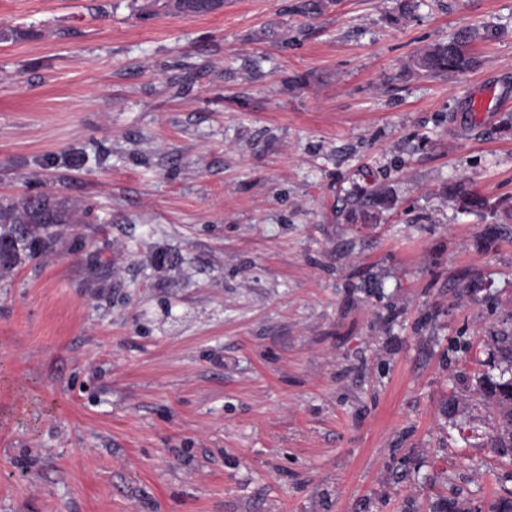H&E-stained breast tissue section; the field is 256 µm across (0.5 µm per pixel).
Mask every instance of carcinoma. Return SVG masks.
<instances>
[{
    "label": "carcinoma",
    "mask_w": 512,
    "mask_h": 512,
    "mask_svg": "<svg viewBox=\"0 0 512 512\" xmlns=\"http://www.w3.org/2000/svg\"><path fill=\"white\" fill-rule=\"evenodd\" d=\"M224 8V0H150V19L170 10L185 15L203 16ZM472 35L464 31L455 39L418 52L409 68L423 76H437L463 71L477 63L468 49ZM457 208L464 212L485 210L487 199L477 191L458 185L448 189ZM388 203L382 191H375L362 205L360 216L367 221L373 210ZM79 211L76 207L51 194L0 200V267L9 269L20 259L30 260L53 249L62 224H75ZM496 353L505 369L499 378L486 375L476 383L473 394L487 403L497 414V423L490 437L494 453L501 458H512V331H501L492 337Z\"/></svg>",
    "instance_id": "obj_1"
}]
</instances>
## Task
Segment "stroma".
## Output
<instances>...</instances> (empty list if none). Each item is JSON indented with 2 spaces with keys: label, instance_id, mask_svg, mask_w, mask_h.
Listing matches in <instances>:
<instances>
[{
  "label": "stroma",
  "instance_id": "stroma-1",
  "mask_svg": "<svg viewBox=\"0 0 512 512\" xmlns=\"http://www.w3.org/2000/svg\"><path fill=\"white\" fill-rule=\"evenodd\" d=\"M146 2L0 0V197L85 212L0 275V512H486L512 0ZM471 28L476 68L405 72ZM149 6L151 9L144 15L147 19L170 10L185 15L203 16L223 9L224 0H152ZM448 195L454 199L457 208L464 212L485 210L489 207V202L484 196L463 185L448 189Z\"/></svg>",
  "mask_w": 512,
  "mask_h": 512
}]
</instances>
